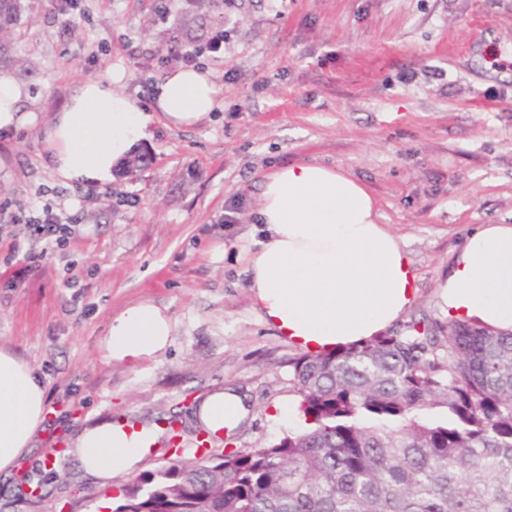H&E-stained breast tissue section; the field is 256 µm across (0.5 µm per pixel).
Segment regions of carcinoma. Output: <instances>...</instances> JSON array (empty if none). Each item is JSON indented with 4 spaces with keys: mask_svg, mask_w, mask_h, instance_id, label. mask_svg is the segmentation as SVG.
<instances>
[{
    "mask_svg": "<svg viewBox=\"0 0 512 512\" xmlns=\"http://www.w3.org/2000/svg\"><path fill=\"white\" fill-rule=\"evenodd\" d=\"M23 0H0V68ZM311 427L181 459L112 512H512V333L412 320L294 364Z\"/></svg>",
    "mask_w": 512,
    "mask_h": 512,
    "instance_id": "1",
    "label": "carcinoma"
}]
</instances>
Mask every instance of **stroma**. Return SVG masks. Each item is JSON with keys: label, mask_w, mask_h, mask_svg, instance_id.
<instances>
[{"label": "stroma", "mask_w": 512, "mask_h": 512, "mask_svg": "<svg viewBox=\"0 0 512 512\" xmlns=\"http://www.w3.org/2000/svg\"><path fill=\"white\" fill-rule=\"evenodd\" d=\"M15 78L40 123L0 132V347L36 366L55 410L27 472L0 474V512H103L109 493L73 456L54 453L101 418L160 424L183 415L180 453L195 456L188 408L218 389L245 395L248 419L224 443L249 450L297 430L274 418L298 402L293 341L250 293L261 182L318 162L366 186L380 223L417 275L408 317L447 324L438 283L482 224L512 225V0H78L71 22L27 0ZM223 35V50L206 47ZM204 48L221 105L200 123L155 120L145 164L112 183L51 170L44 124L90 79L124 75L139 106L181 67L171 42ZM232 80H225L226 71ZM49 208L78 224L57 248L29 220ZM165 307L174 329L155 356L110 361L101 340L125 306ZM54 457L43 471L41 460Z\"/></svg>", "instance_id": "stroma-1"}]
</instances>
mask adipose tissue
Listing matches in <instances>:
<instances>
[{
    "instance_id": "1",
    "label": "adipose tissue",
    "mask_w": 512,
    "mask_h": 512,
    "mask_svg": "<svg viewBox=\"0 0 512 512\" xmlns=\"http://www.w3.org/2000/svg\"><path fill=\"white\" fill-rule=\"evenodd\" d=\"M26 87L0 74V130L35 125ZM151 110L136 105L116 79L86 81L45 129L52 171L67 181L112 182L121 163L149 135L155 118L176 127L203 120L217 105L209 71L179 68L157 85ZM256 221L266 239L247 259L248 288L266 318L302 350L331 352L382 335L409 310L416 276L398 238L378 221L367 188L342 171L291 163L266 175ZM449 314L497 331H512V225L482 224L467 238L440 285ZM165 309L141 301L112 318L102 339L107 359L149 358L172 333ZM53 409L41 374L0 349V472L29 452ZM240 396L217 391L200 408L212 429L240 421ZM101 484L133 471L146 453L138 437L101 421L84 428L73 450Z\"/></svg>"
}]
</instances>
